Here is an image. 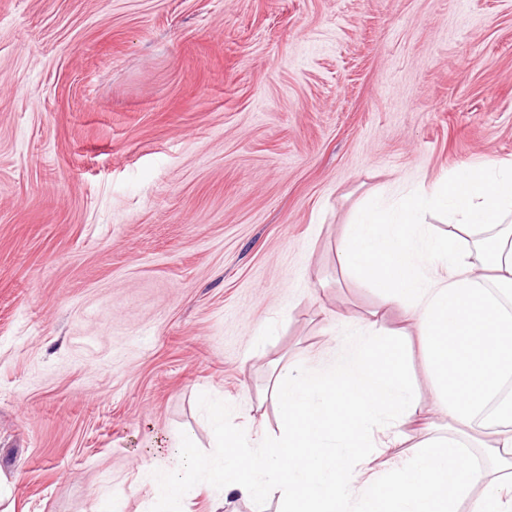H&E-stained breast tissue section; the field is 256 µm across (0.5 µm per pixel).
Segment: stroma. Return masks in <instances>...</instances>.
<instances>
[{
    "label": "stroma",
    "mask_w": 512,
    "mask_h": 512,
    "mask_svg": "<svg viewBox=\"0 0 512 512\" xmlns=\"http://www.w3.org/2000/svg\"><path fill=\"white\" fill-rule=\"evenodd\" d=\"M512 162V0H0V476L14 512H158L141 467L276 363L363 335L374 194ZM424 423L433 405L417 331Z\"/></svg>",
    "instance_id": "1"
}]
</instances>
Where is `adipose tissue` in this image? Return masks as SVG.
Returning <instances> with one entry per match:
<instances>
[{"label":"adipose tissue","mask_w":512,"mask_h":512,"mask_svg":"<svg viewBox=\"0 0 512 512\" xmlns=\"http://www.w3.org/2000/svg\"><path fill=\"white\" fill-rule=\"evenodd\" d=\"M429 210L453 220L448 235L419 223ZM337 254L381 293L366 337L338 341L329 362L279 368L271 385L279 435L242 445L225 436L218 407L222 456L176 451L147 465L167 512H185L205 483L258 503L278 485L284 512H348L353 500L359 512H459L464 501L470 512H512V410H489L512 379V163L491 157L394 201L368 200ZM395 305L417 326L433 401L454 431L366 478L357 465L373 428H383L391 452L406 440L402 425L422 413L400 339L385 327ZM487 430L497 442L475 456L467 443Z\"/></svg>","instance_id":"ef3b65f1"}]
</instances>
